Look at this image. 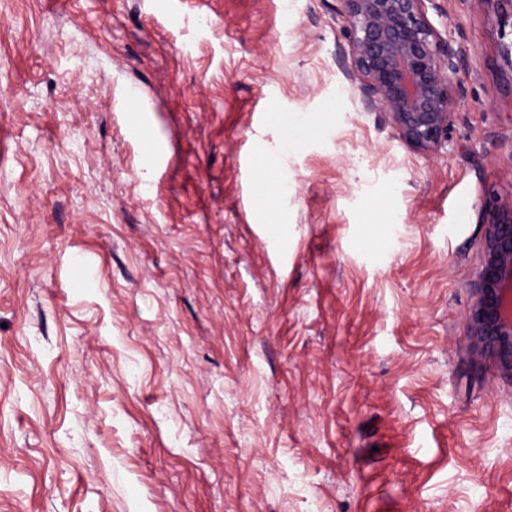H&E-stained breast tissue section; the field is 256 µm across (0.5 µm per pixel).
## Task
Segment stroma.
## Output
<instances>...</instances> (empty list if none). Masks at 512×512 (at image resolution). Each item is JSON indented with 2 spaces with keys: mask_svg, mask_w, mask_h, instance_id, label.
Returning <instances> with one entry per match:
<instances>
[{
  "mask_svg": "<svg viewBox=\"0 0 512 512\" xmlns=\"http://www.w3.org/2000/svg\"><path fill=\"white\" fill-rule=\"evenodd\" d=\"M428 18L433 155L363 110L336 0H0V512H512V382L462 324L503 32ZM126 98L130 102L134 103V108L128 119V128L132 134L146 146L147 153L150 156L152 164L157 166L161 162V150L146 139V108L143 102L139 100L133 92H127Z\"/></svg>",
  "mask_w": 512,
  "mask_h": 512,
  "instance_id": "obj_1",
  "label": "stroma"
}]
</instances>
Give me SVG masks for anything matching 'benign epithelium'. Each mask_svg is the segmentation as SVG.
Instances as JSON below:
<instances>
[{"mask_svg":"<svg viewBox=\"0 0 512 512\" xmlns=\"http://www.w3.org/2000/svg\"><path fill=\"white\" fill-rule=\"evenodd\" d=\"M434 0H336L351 25L345 74L358 84L367 112H385L411 148L439 151L456 112L452 94L460 51L427 17ZM501 26L512 27V0H491ZM483 248L464 319L474 366L491 363L512 381V200L484 201Z\"/></svg>","mask_w":512,"mask_h":512,"instance_id":"obj_1","label":"benign epithelium"}]
</instances>
